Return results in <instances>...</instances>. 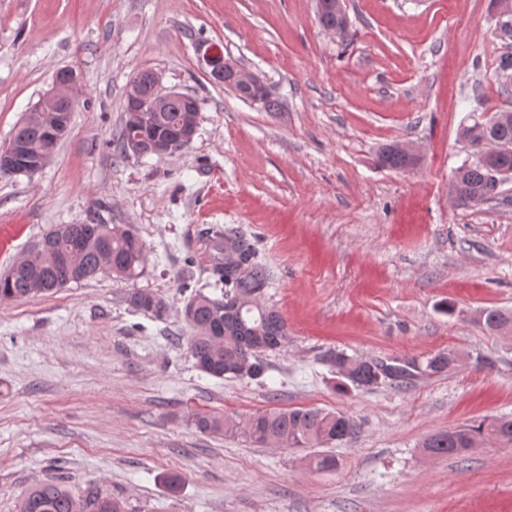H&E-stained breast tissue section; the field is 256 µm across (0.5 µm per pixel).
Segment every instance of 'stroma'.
I'll return each mask as SVG.
<instances>
[{
  "label": "stroma",
  "mask_w": 512,
  "mask_h": 512,
  "mask_svg": "<svg viewBox=\"0 0 512 512\" xmlns=\"http://www.w3.org/2000/svg\"><path fill=\"white\" fill-rule=\"evenodd\" d=\"M343 5L345 41L323 30L316 0H0V142L59 69L81 87L51 161L0 176V272L55 224H127L147 248L134 281L105 274L0 303V512L49 478L128 512H512V444L463 460L422 448L434 432L512 415V338L475 322L512 310V181L471 207L449 195L472 155L461 126L512 112V75L498 68L512 36L491 0ZM213 46L257 72L279 109L215 83L200 64ZM141 70L200 102L182 153H113ZM392 141L416 146L418 165L378 167ZM211 231L256 250L262 300L287 323L263 380L212 377L189 353L182 310L189 288L215 290ZM136 287L165 298L164 319L131 308ZM336 349L463 359L342 392L326 361ZM312 407L361 424L330 446L336 471L309 470L303 448L194 425Z\"/></svg>",
  "instance_id": "stroma-1"
}]
</instances>
